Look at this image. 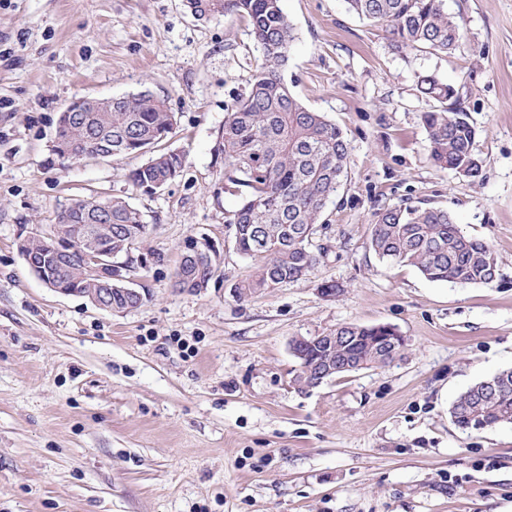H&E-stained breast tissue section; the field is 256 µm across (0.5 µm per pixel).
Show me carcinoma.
<instances>
[{"label":"carcinoma","mask_w":512,"mask_h":512,"mask_svg":"<svg viewBox=\"0 0 512 512\" xmlns=\"http://www.w3.org/2000/svg\"><path fill=\"white\" fill-rule=\"evenodd\" d=\"M349 11L385 27L399 51L453 54L463 46V30L448 13L445 0H346ZM198 19L237 15L247 20L259 60L249 88L227 105L221 131L224 153V189L239 196L225 220L233 247L258 261L254 272L231 286L244 300L308 274L317 262L311 249L313 235L327 202L348 176L350 147L343 132L323 113L306 108L291 92L282 71L288 62L295 28L281 0H186ZM420 93L430 102L421 119L430 158L455 172L466 170L477 178L482 161L473 152L476 129L452 86L433 74L417 76ZM176 119L164 100L148 91L112 98L109 112H79L68 125H57L51 149L60 158L86 142L112 144L119 154H147L148 160L131 175L145 189L167 185L187 159L182 150L162 146ZM112 230L98 235L95 246L103 253H121L126 244L142 239L147 223L143 214L122 198L106 200ZM97 200L74 203L75 209L59 217L56 230L34 237L26 252L45 258L42 273L64 288H94L84 277L82 258L71 254L65 266L53 256L70 246L76 224H101ZM370 245L386 263L417 269L429 281L460 285H490L499 276L491 246L464 235L453 216L439 207L394 205L373 213ZM180 270L198 288L208 284L217 267L210 261L180 264ZM336 341L315 336L296 337L291 344L306 360L295 383L314 387L319 369L350 359L363 369L382 368L403 355L386 337L396 335L391 325L346 324L333 331ZM449 414L463 431H481L512 424V369L486 378L461 393Z\"/></svg>","instance_id":"obj_1"}]
</instances>
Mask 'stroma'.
<instances>
[{
	"label": "stroma",
	"instance_id": "obj_1",
	"mask_svg": "<svg viewBox=\"0 0 512 512\" xmlns=\"http://www.w3.org/2000/svg\"><path fill=\"white\" fill-rule=\"evenodd\" d=\"M464 51H396L345 0H281L297 39L284 77L339 127L348 176L309 273L237 300L255 262L224 222V105L259 58L244 19L194 17L185 0H0V512H512V425L457 429L469 386L512 368V0H447ZM454 86L477 135L480 177L435 165L416 87ZM150 91L174 112L186 164L153 195L140 154L47 163L77 97ZM120 197L149 223L130 271L142 304L97 309L46 288L20 236L73 202ZM451 212L494 250L489 286L432 282L379 261L384 205ZM223 245L209 288L178 291L184 241ZM341 293L323 297V284ZM355 323L394 326L402 358L301 390L290 342Z\"/></svg>",
	"mask_w": 512,
	"mask_h": 512
}]
</instances>
